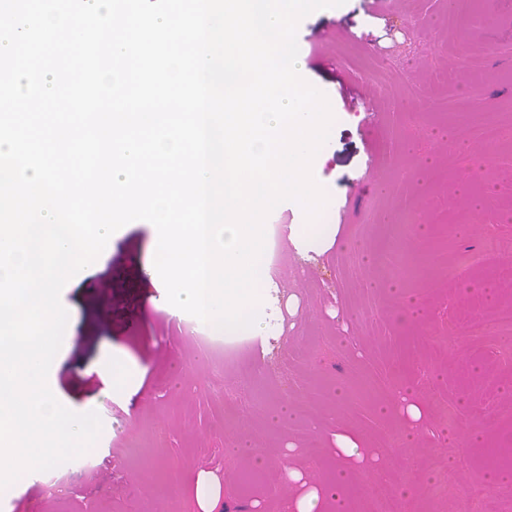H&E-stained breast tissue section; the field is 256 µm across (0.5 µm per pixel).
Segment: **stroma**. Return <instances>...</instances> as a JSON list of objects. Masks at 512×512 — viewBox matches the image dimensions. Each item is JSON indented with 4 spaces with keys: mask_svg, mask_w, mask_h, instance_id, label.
Returning a JSON list of instances; mask_svg holds the SVG:
<instances>
[{
    "mask_svg": "<svg viewBox=\"0 0 512 512\" xmlns=\"http://www.w3.org/2000/svg\"><path fill=\"white\" fill-rule=\"evenodd\" d=\"M297 69L328 98L334 122L313 174L328 194L325 223L338 227L324 254L286 245L294 277L270 288L268 349L214 375L212 358L190 334L191 316L170 305L149 256L154 227L128 224L112 236L106 270L80 272L86 306L70 322L48 375L56 399L96 411L102 430L90 467L67 462L53 489L17 482L0 512H201L198 472L214 474L223 496L214 512H296L304 490L335 483L349 469L346 512H367L385 479L404 512H467L479 491L493 512H512V484L492 480L484 451L512 455V333L471 335L473 318L512 303L498 268L512 267V140L491 143L486 125L512 129V0H346L298 26ZM481 85L487 108L468 91ZM416 211L427 233L401 225ZM486 258L463 278L452 253ZM419 260L414 280L397 282L402 257ZM110 300L106 321L87 308ZM421 308L400 321L407 301ZM94 336L123 359L139 389L97 398V371L75 346ZM233 389L223 412L222 386ZM423 409L404 422L397 393ZM467 400L459 427L445 429L441 404ZM361 439L338 459L337 430ZM298 449L281 454L287 442ZM247 453H233L238 443ZM182 481L170 488L167 472ZM303 473L288 482L285 468ZM448 480L447 497L426 489Z\"/></svg>",
    "mask_w": 512,
    "mask_h": 512,
    "instance_id": "1",
    "label": "stroma"
}]
</instances>
